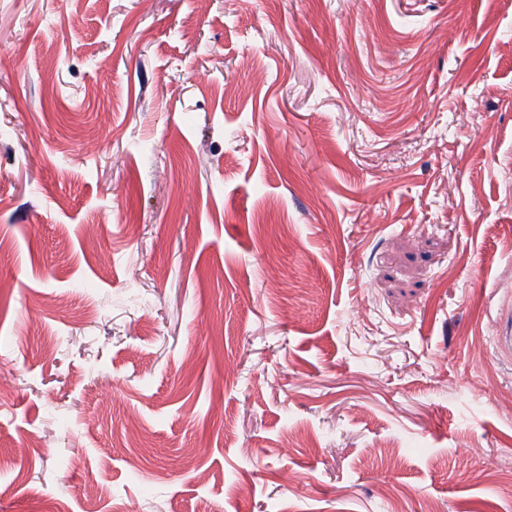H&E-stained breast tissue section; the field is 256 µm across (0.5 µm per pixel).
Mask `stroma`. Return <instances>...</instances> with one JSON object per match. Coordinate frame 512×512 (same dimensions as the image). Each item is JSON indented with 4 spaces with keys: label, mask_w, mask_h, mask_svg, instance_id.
I'll use <instances>...</instances> for the list:
<instances>
[{
    "label": "stroma",
    "mask_w": 512,
    "mask_h": 512,
    "mask_svg": "<svg viewBox=\"0 0 512 512\" xmlns=\"http://www.w3.org/2000/svg\"><path fill=\"white\" fill-rule=\"evenodd\" d=\"M507 304L506 0H0V512H512ZM495 347L498 356L505 361L512 358V316L502 312L496 321Z\"/></svg>",
    "instance_id": "obj_1"
}]
</instances>
